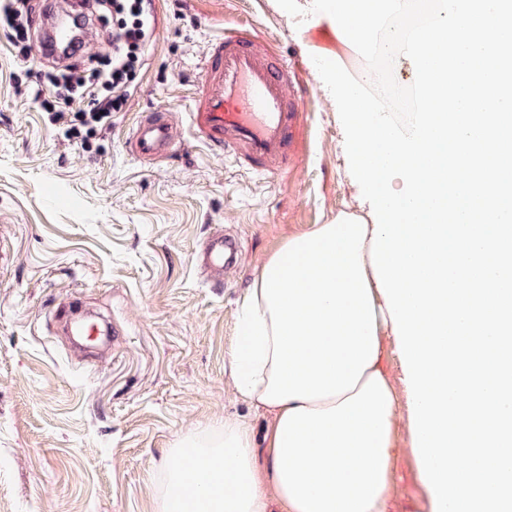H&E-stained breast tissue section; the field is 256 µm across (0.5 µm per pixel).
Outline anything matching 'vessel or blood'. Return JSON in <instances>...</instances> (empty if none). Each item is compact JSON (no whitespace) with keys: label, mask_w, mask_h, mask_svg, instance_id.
Wrapping results in <instances>:
<instances>
[{"label":"vessel or blood","mask_w":512,"mask_h":512,"mask_svg":"<svg viewBox=\"0 0 512 512\" xmlns=\"http://www.w3.org/2000/svg\"><path fill=\"white\" fill-rule=\"evenodd\" d=\"M295 83L293 65L252 24L225 27L209 39L202 58V78L187 108L190 138L258 173L288 169L306 123L304 92ZM171 113L158 108L136 123L126 139L133 159L157 161L184 147ZM238 260L239 243L228 233L209 237L199 256L213 275Z\"/></svg>","instance_id":"b4317fda"}]
</instances>
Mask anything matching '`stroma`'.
Returning <instances> with one entry per match:
<instances>
[{"label": "stroma", "instance_id": "35a3bbf8", "mask_svg": "<svg viewBox=\"0 0 512 512\" xmlns=\"http://www.w3.org/2000/svg\"><path fill=\"white\" fill-rule=\"evenodd\" d=\"M328 0H155L136 88L88 146L31 95L37 61L0 38V512H158L157 482L183 436L267 416L237 397L229 351L248 285L288 238L343 215L373 218L354 166L346 84L379 97L412 80L407 56L369 80ZM252 20L296 62L309 122L291 169L260 175L201 144L144 165L125 149L158 107L184 108L210 35ZM236 234L223 283L193 254ZM390 512H432L406 413L394 425Z\"/></svg>", "mask_w": 512, "mask_h": 512}]
</instances>
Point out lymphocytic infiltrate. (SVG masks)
<instances>
[{"instance_id": "1", "label": "lymphocytic infiltrate", "mask_w": 512, "mask_h": 512, "mask_svg": "<svg viewBox=\"0 0 512 512\" xmlns=\"http://www.w3.org/2000/svg\"><path fill=\"white\" fill-rule=\"evenodd\" d=\"M32 0H0V37L14 56L29 61L40 41L32 23ZM81 23L99 22L107 30V53L86 55L73 49L77 61H48L46 78L33 98L47 112L73 115L72 138L88 142L94 130L120 109L141 61L152 45L155 27L152 0H87Z\"/></svg>"}]
</instances>
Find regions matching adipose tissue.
<instances>
[{"label":"adipose tissue","instance_id":"obj_1","mask_svg":"<svg viewBox=\"0 0 512 512\" xmlns=\"http://www.w3.org/2000/svg\"><path fill=\"white\" fill-rule=\"evenodd\" d=\"M426 32L411 131L344 89L374 222L289 239L245 294L230 377L271 418L265 452L239 419L184 436L158 512H387L384 327L433 512H512V0H433Z\"/></svg>","mask_w":512,"mask_h":512}]
</instances>
